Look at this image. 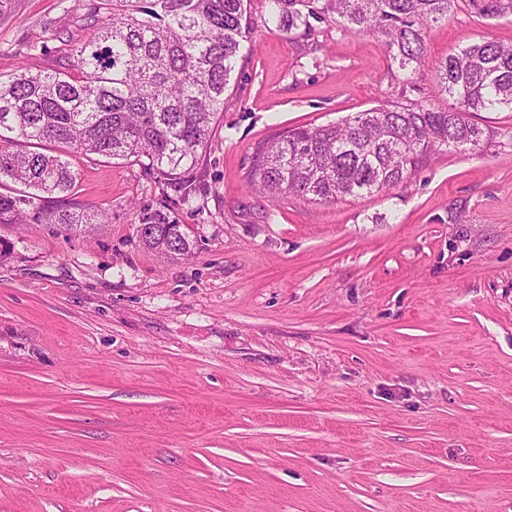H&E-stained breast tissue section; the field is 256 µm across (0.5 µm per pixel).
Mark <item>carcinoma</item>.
Instances as JSON below:
<instances>
[{
  "label": "carcinoma",
  "mask_w": 512,
  "mask_h": 512,
  "mask_svg": "<svg viewBox=\"0 0 512 512\" xmlns=\"http://www.w3.org/2000/svg\"><path fill=\"white\" fill-rule=\"evenodd\" d=\"M288 28L314 32L312 21L375 36L405 74L426 59L432 25L448 19L456 0H273ZM486 19L512 15V0H468ZM307 12H302V8ZM94 34L76 46L71 64L55 74L21 66L0 75V131L56 150L14 153L0 148V184L30 193H0V224H51L77 234L95 215L41 207L44 195L71 193L77 173L71 149L110 159L144 157L183 198L196 190L193 171L208 148L213 122L240 47L252 39L245 0H103ZM430 103L384 101L355 116L289 129L261 144L248 187L271 197L291 194L312 202L371 195L407 184L443 150L480 146L484 130L475 112H512V46L486 39L448 54L436 66ZM153 227L142 238L151 251L189 255L184 225L161 209L141 211Z\"/></svg>",
  "instance_id": "cac0c4a2"
}]
</instances>
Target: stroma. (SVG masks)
<instances>
[{
    "label": "stroma",
    "instance_id": "1",
    "mask_svg": "<svg viewBox=\"0 0 512 512\" xmlns=\"http://www.w3.org/2000/svg\"><path fill=\"white\" fill-rule=\"evenodd\" d=\"M99 0H0V75L67 68ZM224 110L183 200L135 159L71 152L46 209L0 224V512H512V112L405 187L310 202L250 190L260 143L397 100L379 39L247 0ZM492 38L459 0L410 97ZM161 209L198 245H140Z\"/></svg>",
    "mask_w": 512,
    "mask_h": 512
}]
</instances>
